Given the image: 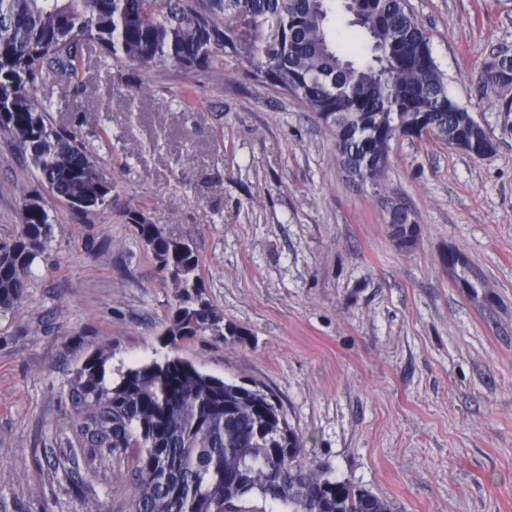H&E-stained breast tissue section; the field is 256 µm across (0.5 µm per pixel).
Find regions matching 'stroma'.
<instances>
[{"instance_id": "stroma-1", "label": "stroma", "mask_w": 512, "mask_h": 512, "mask_svg": "<svg viewBox=\"0 0 512 512\" xmlns=\"http://www.w3.org/2000/svg\"><path fill=\"white\" fill-rule=\"evenodd\" d=\"M449 93L485 128L478 159L434 138L395 142L381 187L357 186L322 123L222 72L107 65L52 88L49 121L81 126L113 185L89 214L50 200L54 226L27 299L0 316V512H130L125 463L83 466L63 391L111 343L113 364L153 356L173 290L126 220L190 236L203 293L242 340L178 353L281 398L305 459L387 499L392 512H512V90L481 71L512 54V0H410ZM35 172L0 133V237ZM419 229L393 246L387 203ZM461 253L471 293L440 261ZM81 463V482L67 471Z\"/></svg>"}]
</instances>
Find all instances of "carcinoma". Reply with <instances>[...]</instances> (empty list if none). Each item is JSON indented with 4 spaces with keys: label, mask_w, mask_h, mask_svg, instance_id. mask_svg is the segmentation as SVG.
Masks as SVG:
<instances>
[{
    "label": "carcinoma",
    "mask_w": 512,
    "mask_h": 512,
    "mask_svg": "<svg viewBox=\"0 0 512 512\" xmlns=\"http://www.w3.org/2000/svg\"><path fill=\"white\" fill-rule=\"evenodd\" d=\"M344 9L366 39L357 59L336 47V0H0V131L53 197L81 214L106 206L112 182L93 149L78 131L47 122L51 99L34 92L77 76L81 52L94 46L116 67L213 71L226 60L249 61L253 80L314 113L337 161L362 185L383 180L392 143L419 109L432 137L496 150L449 95L408 0H353ZM511 75L512 60L497 75L486 72L484 86L505 91ZM126 218L173 290L163 351L114 367L105 343L72 371L66 396L88 464L131 462V512H242L252 497L285 512H391L371 490L305 462L306 441L275 392L226 381L178 355L189 337L240 333L203 297L191 237L171 236L139 211ZM388 228L398 249L415 248L419 232L394 219ZM52 234L43 197H25L16 231L0 239L1 315L26 297Z\"/></svg>",
    "instance_id": "carcinoma-1"
}]
</instances>
